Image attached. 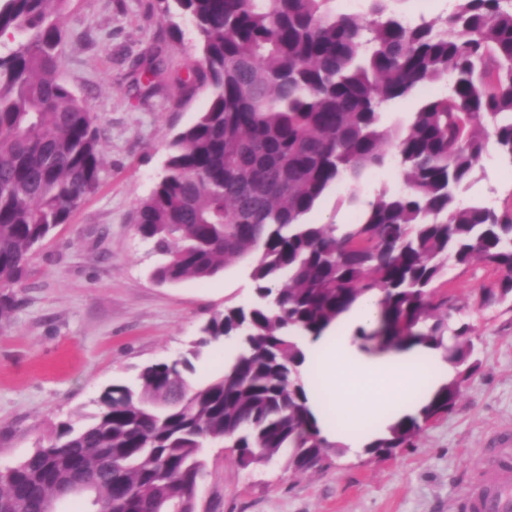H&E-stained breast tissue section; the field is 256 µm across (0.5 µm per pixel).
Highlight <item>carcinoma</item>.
I'll return each mask as SVG.
<instances>
[{
    "instance_id": "carcinoma-1",
    "label": "carcinoma",
    "mask_w": 512,
    "mask_h": 512,
    "mask_svg": "<svg viewBox=\"0 0 512 512\" xmlns=\"http://www.w3.org/2000/svg\"><path fill=\"white\" fill-rule=\"evenodd\" d=\"M70 2L0 0V320L34 247L101 182V130L59 70L57 14ZM334 2L156 0L160 19L194 24L200 59L185 86L212 97L173 135L164 175L135 208L162 257L152 277L205 281L250 256L256 295L276 304L217 311L180 357L106 387L88 421L60 423L0 469V512H55L64 495L81 512H194L215 443L242 468L281 457L295 474L342 453L308 403L300 340L373 292L380 347L440 349L456 375L365 451L409 450L455 410L480 361L470 324H449L448 261L505 271L491 294L512 298V211L457 198L489 151L512 153V0H457L439 25L391 12V0H366L362 16ZM131 70L142 97L159 90L158 55ZM444 80L406 128L381 127L392 102ZM388 162L402 188L356 223L340 233L310 221L330 190ZM242 324L223 373L193 383V361Z\"/></svg>"
}]
</instances>
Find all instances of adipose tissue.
I'll use <instances>...</instances> for the list:
<instances>
[{"label":"adipose tissue","instance_id":"1","mask_svg":"<svg viewBox=\"0 0 512 512\" xmlns=\"http://www.w3.org/2000/svg\"><path fill=\"white\" fill-rule=\"evenodd\" d=\"M378 314V297L361 298L320 338L304 345L305 378L324 417L322 431L353 452L403 414L415 412L423 394L452 376L437 350H370L361 333L376 325Z\"/></svg>","mask_w":512,"mask_h":512}]
</instances>
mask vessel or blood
Masks as SVG:
<instances>
[{
    "instance_id": "vessel-or-blood-1",
    "label": "vessel or blood",
    "mask_w": 512,
    "mask_h": 512,
    "mask_svg": "<svg viewBox=\"0 0 512 512\" xmlns=\"http://www.w3.org/2000/svg\"><path fill=\"white\" fill-rule=\"evenodd\" d=\"M483 464L493 477L467 489L468 512H512V448L492 449Z\"/></svg>"
}]
</instances>
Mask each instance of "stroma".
<instances>
[{
  "label": "stroma",
  "mask_w": 512,
  "mask_h": 512,
  "mask_svg": "<svg viewBox=\"0 0 512 512\" xmlns=\"http://www.w3.org/2000/svg\"><path fill=\"white\" fill-rule=\"evenodd\" d=\"M155 0H73L60 17L62 76L98 118L104 169L98 191L36 248L17 306L0 323V467L29 455L59 423L92 415L100 393L147 364L182 354L210 316L247 303L246 262L216 278L161 284L157 257L132 222L163 173L168 142L211 99L181 83L199 60L196 32L153 18ZM155 49L165 83L149 98L131 86L127 59ZM497 195L512 209V164L491 157L465 199ZM497 275L480 264L451 267L454 319L473 327L481 357L448 416L428 425L416 448L385 458L329 454L297 475L278 461L242 468L230 449L210 447L196 512H464L463 492L484 473L477 461L512 434V302L486 300Z\"/></svg>",
  "instance_id": "1"
}]
</instances>
